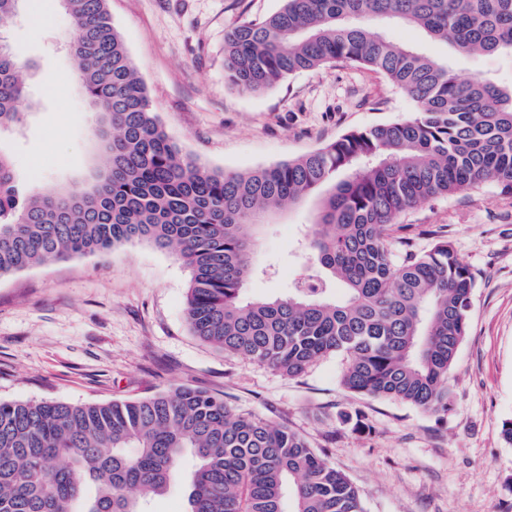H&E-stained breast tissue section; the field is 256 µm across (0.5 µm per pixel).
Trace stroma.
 <instances>
[{
	"label": "stroma",
	"mask_w": 512,
	"mask_h": 512,
	"mask_svg": "<svg viewBox=\"0 0 512 512\" xmlns=\"http://www.w3.org/2000/svg\"><path fill=\"white\" fill-rule=\"evenodd\" d=\"M283 0H107L144 80L153 112L183 151L209 169L250 170L317 150L345 133L408 118L411 100L381 74L333 63L262 94L224 81V35ZM70 21L56 0H35L0 21L15 52L35 62V112L0 130V152L30 190L61 187L106 165L96 116L72 81ZM392 41L448 59L465 78L512 84V55H460L411 26ZM56 84H44L43 72ZM313 200L263 224L249 299L286 294L303 270L298 242ZM393 236L418 250L448 240L476 278L469 330L450 371L452 407L439 425L411 406L357 397L331 354L290 377L193 336L191 278L174 254L142 241L32 266L0 277V399L73 404L124 401L181 385L223 394L238 413L301 435L358 489L365 512H512V194L493 183L430 200L402 214ZM359 410L367 431L341 412Z\"/></svg>",
	"instance_id": "1"
}]
</instances>
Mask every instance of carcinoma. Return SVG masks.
I'll list each match as a JSON object with an SVG mask.
<instances>
[{"label":"carcinoma","mask_w":512,"mask_h":512,"mask_svg":"<svg viewBox=\"0 0 512 512\" xmlns=\"http://www.w3.org/2000/svg\"><path fill=\"white\" fill-rule=\"evenodd\" d=\"M60 2L108 168L90 186L28 193L0 154V277L147 240L190 269L186 318L202 341L290 377L341 354L349 392L445 422L475 276L448 242L417 251L389 230L439 196L486 182L512 193V86L462 79L368 23L419 27L461 54L512 53V0H283L238 23L224 39V81L242 92L349 62L415 106L406 120L249 171L205 168L165 131L107 0ZM34 70L0 36V129L34 111ZM313 194L299 242L307 271L286 295L245 299L253 231ZM179 484L184 512H365L303 437L233 413L220 394L184 385L122 402L0 401V512H149Z\"/></svg>","instance_id":"obj_1"}]
</instances>
